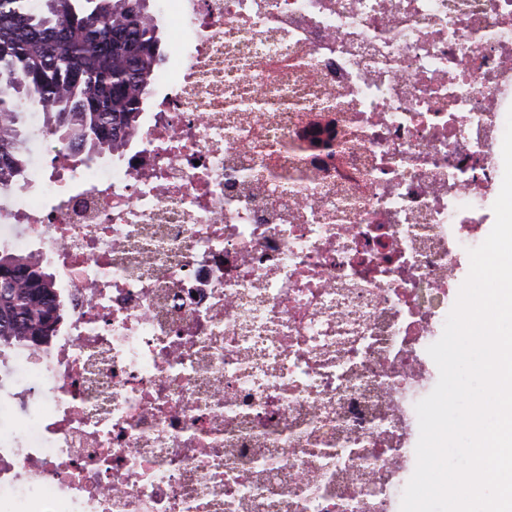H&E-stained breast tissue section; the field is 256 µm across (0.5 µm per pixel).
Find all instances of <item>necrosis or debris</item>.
Here are the masks:
<instances>
[{
  "mask_svg": "<svg viewBox=\"0 0 512 512\" xmlns=\"http://www.w3.org/2000/svg\"><path fill=\"white\" fill-rule=\"evenodd\" d=\"M161 11L124 153L0 187V247L68 312L0 348L26 406L0 512H396L461 243L495 221L512 0Z\"/></svg>",
  "mask_w": 512,
  "mask_h": 512,
  "instance_id": "necrosis-or-debris-1",
  "label": "necrosis or debris"
}]
</instances>
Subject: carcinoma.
I'll return each mask as SVG.
<instances>
[{"label": "carcinoma", "mask_w": 512, "mask_h": 512, "mask_svg": "<svg viewBox=\"0 0 512 512\" xmlns=\"http://www.w3.org/2000/svg\"><path fill=\"white\" fill-rule=\"evenodd\" d=\"M147 2L0 0V184L24 175L30 106L64 157L125 146L162 61ZM65 315L38 258L0 252V346L46 348Z\"/></svg>", "instance_id": "cac0c4a2"}]
</instances>
